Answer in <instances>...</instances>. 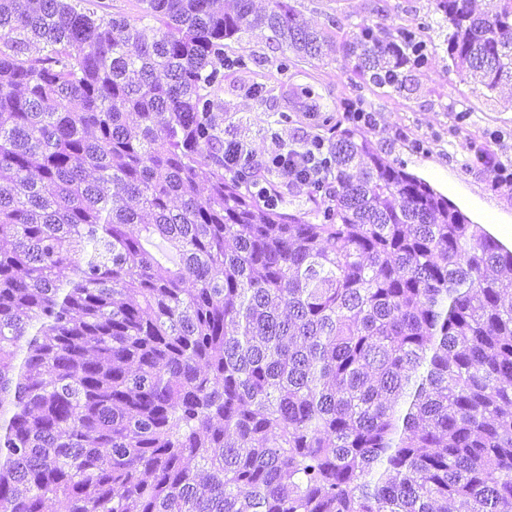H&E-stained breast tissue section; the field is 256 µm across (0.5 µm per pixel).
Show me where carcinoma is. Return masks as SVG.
<instances>
[{"label": "carcinoma", "mask_w": 512, "mask_h": 512, "mask_svg": "<svg viewBox=\"0 0 512 512\" xmlns=\"http://www.w3.org/2000/svg\"><path fill=\"white\" fill-rule=\"evenodd\" d=\"M139 2L0 0V512H512V250L356 124L322 209L224 174V40L395 89L427 45ZM432 2L459 73L512 80V0ZM81 6L94 9L100 15L109 13L137 18L142 5L138 0H84Z\"/></svg>", "instance_id": "obj_1"}]
</instances>
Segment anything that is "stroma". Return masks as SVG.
I'll return each instance as SVG.
<instances>
[{
  "instance_id": "stroma-1",
  "label": "stroma",
  "mask_w": 512,
  "mask_h": 512,
  "mask_svg": "<svg viewBox=\"0 0 512 512\" xmlns=\"http://www.w3.org/2000/svg\"><path fill=\"white\" fill-rule=\"evenodd\" d=\"M310 27L347 43L364 27L415 30L435 53L408 72L406 87L363 85L353 58L289 56L269 31L247 30L225 40L224 56L244 57L224 70L217 97L223 138L242 144L258 175L272 153L335 139L348 127L346 101L372 113L366 132L374 148L448 197L471 222L512 225V184L500 183L496 163L512 167V87L494 92L454 71L443 45L448 28L432 0H288ZM468 118L458 121V110Z\"/></svg>"
}]
</instances>
